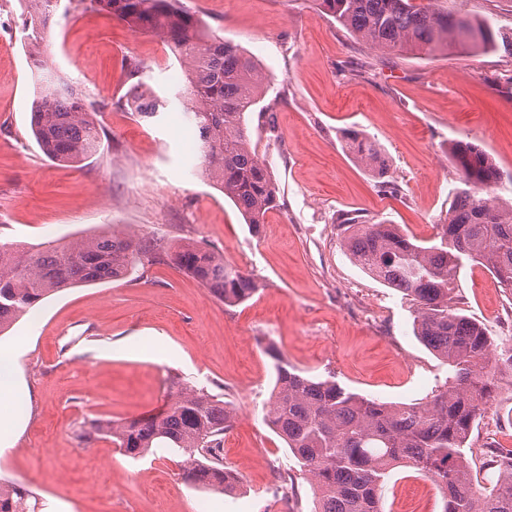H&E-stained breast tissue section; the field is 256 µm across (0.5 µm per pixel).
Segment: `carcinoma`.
<instances>
[{
	"instance_id": "carcinoma-1",
	"label": "carcinoma",
	"mask_w": 512,
	"mask_h": 512,
	"mask_svg": "<svg viewBox=\"0 0 512 512\" xmlns=\"http://www.w3.org/2000/svg\"><path fill=\"white\" fill-rule=\"evenodd\" d=\"M130 28L162 40L179 62L185 118L197 131L195 151L204 173L240 211L252 230L278 207L279 187L252 147L246 124L267 90L268 78L240 46L209 32L181 0H79ZM27 34L39 66V45L53 16V0H28ZM328 16L370 49L431 56L456 44L474 51L512 53V38L489 19L415 0H319ZM137 78L119 101L150 119L167 99L143 80L144 67L127 58ZM93 108L72 82L40 79L31 112L32 134L52 161L78 164L101 146ZM346 148L378 178L387 173L376 142L356 131ZM450 155L459 186L434 240L418 244L394 224L343 214L338 229L351 261L414 306L415 336L448 364V376L423 405L392 404L340 386L334 376L313 378L275 348V382L268 416L296 463L309 475L315 512H382L384 477L402 463L429 478L443 497V512H512V448L487 452L488 484L473 483L466 444L478 418L502 385L512 387V345L499 346L481 324L456 307L457 281L467 263L486 266L512 292V202L494 194L499 171L479 146L457 140ZM170 260L226 305L257 293L258 281L195 243L175 249L160 239L124 231L82 236L64 244L28 248L0 242V333L42 299L66 288L127 279L144 262ZM232 414L203 388L172 379L160 412L123 421L95 420L81 443L109 438L136 459L161 445L185 456L183 478L207 490L233 493L237 480L224 466V433ZM39 502L21 484L0 482V512H37Z\"/></svg>"
}]
</instances>
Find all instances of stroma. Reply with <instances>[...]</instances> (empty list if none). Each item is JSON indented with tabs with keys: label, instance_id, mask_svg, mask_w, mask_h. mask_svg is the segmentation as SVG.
I'll return each instance as SVG.
<instances>
[{
	"label": "stroma",
	"instance_id": "obj_1",
	"mask_svg": "<svg viewBox=\"0 0 512 512\" xmlns=\"http://www.w3.org/2000/svg\"><path fill=\"white\" fill-rule=\"evenodd\" d=\"M207 28L242 47L271 80L247 113L252 144L281 191V208L250 230L235 205L198 174L193 136L174 132L170 112L142 119L117 105L133 57L144 79L168 94L179 67L147 33L78 0H57L41 52L98 109V155L57 163L30 130L36 85L25 0H0V241L68 242L113 228L169 245L194 242L223 254L261 284L227 306L168 262L140 280L68 288L0 334L23 345L28 396L0 478L24 484L41 512H258L269 456L288 471L302 512L314 492L285 443L265 421L275 346L306 375L334 374L348 391L389 403L424 402L448 366L414 336V308L346 254L336 219L358 213L432 239L453 201L459 174L453 141L479 145L502 173L495 193L512 200V55L464 46L418 57L366 47L321 12L318 0H183ZM356 129L379 145L398 194L345 148ZM460 306L498 342L512 340V293L482 266L466 264ZM180 378L223 397L233 415L224 461L236 495L202 491L183 479L184 455L159 448L139 459L76 429L96 419H130L163 409ZM512 448V389L502 388L474 427L467 456L486 484L488 448ZM384 512H442L441 492L399 466L382 489Z\"/></svg>",
	"mask_w": 512,
	"mask_h": 512
}]
</instances>
